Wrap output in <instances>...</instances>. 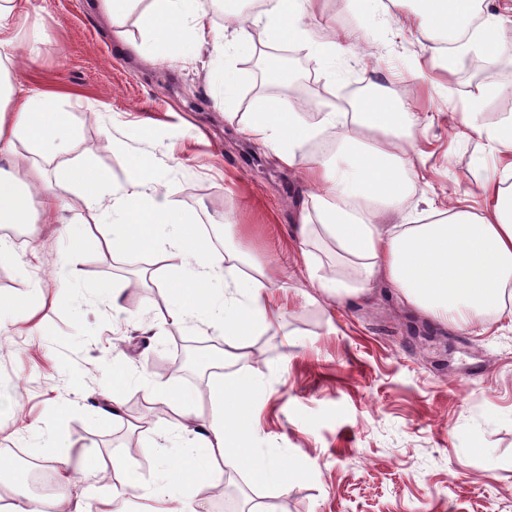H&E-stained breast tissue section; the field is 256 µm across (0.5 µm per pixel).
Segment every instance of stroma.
<instances>
[{"label":"stroma","mask_w":512,"mask_h":512,"mask_svg":"<svg viewBox=\"0 0 512 512\" xmlns=\"http://www.w3.org/2000/svg\"><path fill=\"white\" fill-rule=\"evenodd\" d=\"M30 16L44 21L42 52L19 78L65 92L60 105L71 114L74 140L66 154L32 157L65 205L60 223L0 256V295L20 298L33 315L32 322L0 328V399L20 404L0 412V464L11 466L18 448L41 460L72 447L89 450L92 463L66 496L96 502L106 484H120L130 471L137 486L125 510L141 512L167 481L166 461L184 453L171 433L173 409L143 429L148 385L169 381L206 417L216 378L243 373L261 385L251 445L283 459L288 490L274 497L249 470L239 475L258 497L275 498L277 512H512V321L442 326L382 283L365 301L319 296L302 251L320 258L317 277L352 285L356 274L319 241L292 240L304 172L283 168L245 131L249 112L265 100L290 103L308 122L343 111L367 78L394 98L414 89L427 126L412 144L420 178L405 207L423 217L424 198L476 191L472 172L489 149L458 115L484 90L485 124L512 114V29L496 62L477 72L458 62L445 78L431 64L433 42L413 18L410 0L369 17L325 0L313 35L343 26L359 41L333 65L305 52L324 94L304 107L291 88L258 89L239 53L226 59L237 74L229 98L208 60L173 54L142 63L113 39L93 0H31ZM139 155L153 158L162 192L196 224L227 232L252 261L274 268L276 314L246 339L259 349L258 362L226 365L220 375L192 382L166 379L157 364L167 359L173 335L206 342L214 332L199 321L170 322L157 303L168 294L159 273L145 287L125 290L121 310L112 309L102 287L131 269L119 253L99 247L87 212L74 205L65 168L76 161L97 166L117 187ZM50 258L58 261L57 276L76 282L78 292L41 290ZM116 356L132 384L121 396V419L103 422L94 413L105 402L102 362ZM133 443L141 458L130 454ZM114 454L125 469L100 479L96 458Z\"/></svg>","instance_id":"1"}]
</instances>
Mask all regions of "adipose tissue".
<instances>
[{
  "label": "adipose tissue",
  "mask_w": 512,
  "mask_h": 512,
  "mask_svg": "<svg viewBox=\"0 0 512 512\" xmlns=\"http://www.w3.org/2000/svg\"><path fill=\"white\" fill-rule=\"evenodd\" d=\"M412 2L423 31L447 42L436 50V66L449 69L452 56L474 49L488 61L496 60L505 37L503 15L486 19L464 40L459 32L474 16L478 0ZM317 5L318 0H265L271 43H304L331 62L351 50L353 36L347 29L333 27L322 38L312 37L309 24ZM141 22L152 32L151 49L158 55L207 48L221 58L244 48L238 37L213 32L201 0H148ZM39 30V24L29 23L21 0H0V158L10 162L9 168L0 167L1 224L53 223L59 202L45 187L40 170L20 165L18 146L55 155L67 152L73 137L70 114L59 107L57 97L17 80L21 61L41 54ZM484 104V96L472 97L462 124L494 151L512 154V115L486 126ZM343 122L349 131L334 154L303 156L305 144ZM421 123V114L409 103L374 95L362 98L350 115L326 112L314 125L285 102L263 103L252 112L247 132L285 166L306 167L307 194L295 205L296 240L305 242L321 231L337 257L357 272L355 290L321 278L319 292L339 299L351 293L363 297L381 277L408 304L444 325L512 320V305L505 301L512 287V161L498 177L475 173L480 211L443 203L432 206L424 224L387 230L380 222L400 210L413 188L408 148ZM128 169L127 181L117 188L108 173L87 164L70 167L67 178L98 221L108 249L133 261L150 254L168 265L171 323L204 318L226 346L215 364L239 361L246 337L274 315L270 276L261 268L252 275L225 268V259L236 258V251L228 247L217 252L192 215H178L174 202L159 190L151 157L134 158ZM258 390L253 377H234L226 392L216 393L209 417H184L176 430L185 436L187 448L207 461H222L232 470L247 468L280 495L286 490L280 460L250 446L255 432L252 399Z\"/></svg>",
  "instance_id": "adipose-tissue-1"
}]
</instances>
